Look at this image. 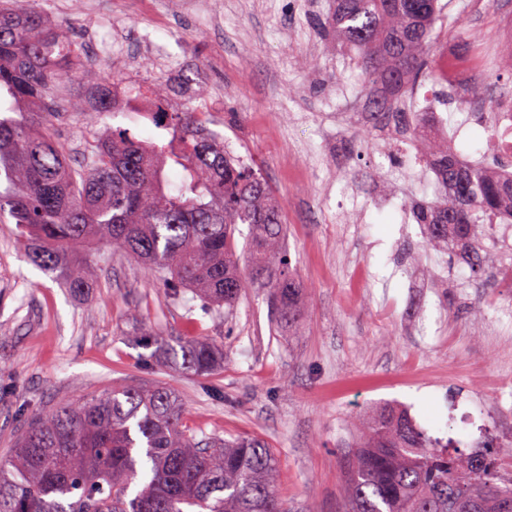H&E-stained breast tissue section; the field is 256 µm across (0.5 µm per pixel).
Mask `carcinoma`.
Here are the masks:
<instances>
[{
    "label": "carcinoma",
    "mask_w": 512,
    "mask_h": 512,
    "mask_svg": "<svg viewBox=\"0 0 512 512\" xmlns=\"http://www.w3.org/2000/svg\"><path fill=\"white\" fill-rule=\"evenodd\" d=\"M438 0H334L325 27L354 53L374 124L408 126L440 186L413 207L425 244L465 249L512 220V164H469L432 141L437 113L401 112L429 73L443 22ZM112 81H107V76ZM94 90V116L124 111L111 86L127 78L87 55L37 0H0V218L9 216L30 262L81 293L96 285L92 252L110 247L147 265L173 299L189 290L231 309L262 292L278 327L304 317V282L291 266L284 219L260 168L224 150L203 108L174 110L168 87L133 83L175 137L158 145L128 129L92 128L80 166L57 138L64 82ZM187 172L168 189V160ZM247 225L237 249L238 225ZM162 363L206 378L224 348L202 334L161 338ZM512 441L464 452L428 434L402 409L373 413L345 473V512H512V479L498 461ZM277 457L256 436L225 440L186 428L180 395L161 381L113 386L32 416L10 466L0 467V512H291L274 490Z\"/></svg>",
    "instance_id": "1"
}]
</instances>
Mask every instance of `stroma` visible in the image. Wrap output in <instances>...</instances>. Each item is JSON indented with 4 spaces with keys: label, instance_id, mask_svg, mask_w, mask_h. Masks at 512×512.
I'll return each instance as SVG.
<instances>
[{
    "label": "stroma",
    "instance_id": "1",
    "mask_svg": "<svg viewBox=\"0 0 512 512\" xmlns=\"http://www.w3.org/2000/svg\"><path fill=\"white\" fill-rule=\"evenodd\" d=\"M39 0L88 42L114 23V71L181 89L200 71L207 128L254 160L284 207L291 265L307 284L301 327L271 320L246 290L229 316L205 315L193 293L169 299L153 272L119 252L96 256V288L74 293L31 264L14 224L0 223V460L31 414L135 378L167 382L187 425L261 437L276 452L277 494L292 512H343L344 472L364 419L408 410L428 434L473 448L512 440V280L491 263L487 286L465 264L425 249L406 197L432 200L434 176L408 132L366 130L370 93L350 53L319 26L329 0ZM435 51L469 54L465 34L505 43L512 0H441ZM110 127L167 142L148 100L129 98ZM164 336L197 328L224 347L200 379L160 365L134 335L131 311Z\"/></svg>",
    "mask_w": 512,
    "mask_h": 512
}]
</instances>
